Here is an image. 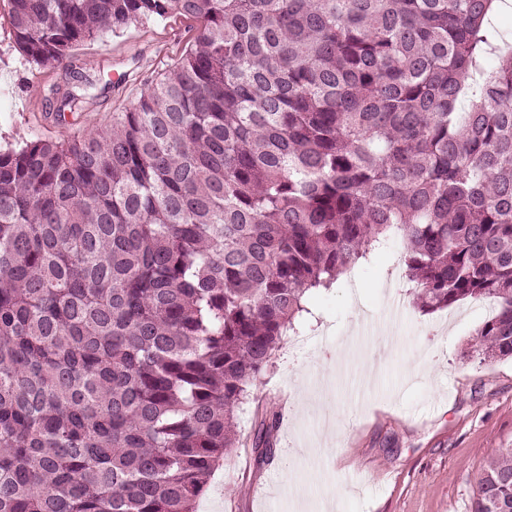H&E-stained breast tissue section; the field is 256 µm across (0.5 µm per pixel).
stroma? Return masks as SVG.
<instances>
[{
  "mask_svg": "<svg viewBox=\"0 0 512 512\" xmlns=\"http://www.w3.org/2000/svg\"><path fill=\"white\" fill-rule=\"evenodd\" d=\"M0 8V149L31 133L65 139L103 126L183 53L191 32L172 16L75 50L73 65L111 81L71 123L49 116L64 67L29 62ZM393 242L312 291L307 311L238 413L252 435L258 409L277 412L267 461L241 448L219 468L197 512H469L479 469L512 448V360L464 352L490 315L464 300L429 315L412 306Z\"/></svg>",
  "mask_w": 512,
  "mask_h": 512,
  "instance_id": "obj_1",
  "label": "stroma"
}]
</instances>
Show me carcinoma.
<instances>
[{
    "instance_id": "1",
    "label": "carcinoma",
    "mask_w": 512,
    "mask_h": 512,
    "mask_svg": "<svg viewBox=\"0 0 512 512\" xmlns=\"http://www.w3.org/2000/svg\"><path fill=\"white\" fill-rule=\"evenodd\" d=\"M499 2L6 0L39 66L172 15L193 37L105 126L0 150V512H196L307 293L393 237L413 306L494 300L471 349L512 358ZM68 75L58 124L96 86ZM470 512H512V448Z\"/></svg>"
}]
</instances>
